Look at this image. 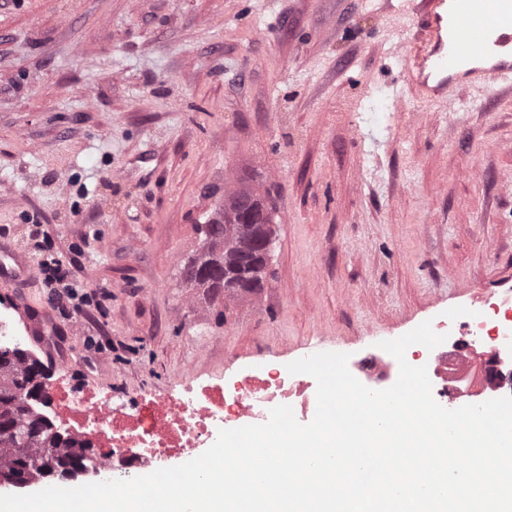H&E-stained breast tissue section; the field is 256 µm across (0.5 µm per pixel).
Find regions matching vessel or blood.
Listing matches in <instances>:
<instances>
[{
  "instance_id": "1",
  "label": "vessel or blood",
  "mask_w": 512,
  "mask_h": 512,
  "mask_svg": "<svg viewBox=\"0 0 512 512\" xmlns=\"http://www.w3.org/2000/svg\"><path fill=\"white\" fill-rule=\"evenodd\" d=\"M418 35L403 49L402 75L418 98L439 99L453 88L512 78V0H418ZM18 251L0 247V277L30 281ZM28 335L47 329L25 291L12 294Z\"/></svg>"
}]
</instances>
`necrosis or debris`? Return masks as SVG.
<instances>
[{
	"mask_svg": "<svg viewBox=\"0 0 512 512\" xmlns=\"http://www.w3.org/2000/svg\"><path fill=\"white\" fill-rule=\"evenodd\" d=\"M451 330L457 341L440 344L425 357L433 393L461 399L476 392L472 384L479 354L468 345L475 339L496 349L498 371L497 377L483 379L477 392L488 400L511 396L504 379L512 375V300L487 299L480 314L454 323ZM349 370L366 387L381 390L396 382L399 365L379 353L351 361ZM312 387L271 363L233 388L188 381L182 393L140 400L130 412L113 406L111 397L94 386L72 393L60 377L44 387L42 397L54 429L94 445L100 472L115 480L140 476L162 461L210 447L219 429L263 423L275 406L307 410Z\"/></svg>",
	"mask_w": 512,
	"mask_h": 512,
	"instance_id": "obj_1",
	"label": "necrosis or debris"
}]
</instances>
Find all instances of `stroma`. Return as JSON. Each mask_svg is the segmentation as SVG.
Returning a JSON list of instances; mask_svg holds the SVG:
<instances>
[{"instance_id":"obj_1","label":"stroma","mask_w":512,"mask_h":512,"mask_svg":"<svg viewBox=\"0 0 512 512\" xmlns=\"http://www.w3.org/2000/svg\"><path fill=\"white\" fill-rule=\"evenodd\" d=\"M380 0H0V241L43 224L99 305L25 347L132 410L512 298V92L402 83ZM382 112L372 126L366 113ZM274 207L260 290L184 285L225 194Z\"/></svg>"}]
</instances>
